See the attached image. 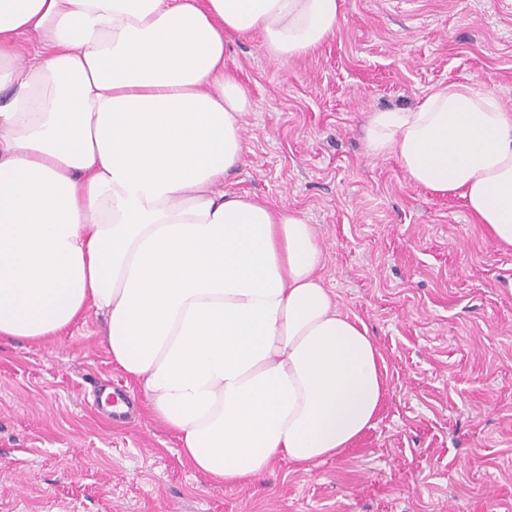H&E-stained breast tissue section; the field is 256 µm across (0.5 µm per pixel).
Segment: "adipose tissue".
Returning <instances> with one entry per match:
<instances>
[{
	"label": "adipose tissue",
	"mask_w": 512,
	"mask_h": 512,
	"mask_svg": "<svg viewBox=\"0 0 512 512\" xmlns=\"http://www.w3.org/2000/svg\"><path fill=\"white\" fill-rule=\"evenodd\" d=\"M343 0H0V338L58 335L88 308L152 416L210 478L303 469L372 428L384 360L319 275L299 213L226 192L248 95L232 37L290 60ZM368 153L461 193L512 247V112L449 84L371 113Z\"/></svg>",
	"instance_id": "1"
}]
</instances>
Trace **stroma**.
I'll list each match as a JSON object with an SVG mask.
<instances>
[{"instance_id": "obj_1", "label": "stroma", "mask_w": 512, "mask_h": 512, "mask_svg": "<svg viewBox=\"0 0 512 512\" xmlns=\"http://www.w3.org/2000/svg\"><path fill=\"white\" fill-rule=\"evenodd\" d=\"M248 92L230 192L301 212L320 275L386 365L377 423L312 471L230 486L197 471L102 342L95 310L47 341L0 339V512H512V249L458 195L363 139L369 113L450 83L512 111V0H344L335 34L273 58L229 42ZM139 403L110 422L97 383Z\"/></svg>"}]
</instances>
